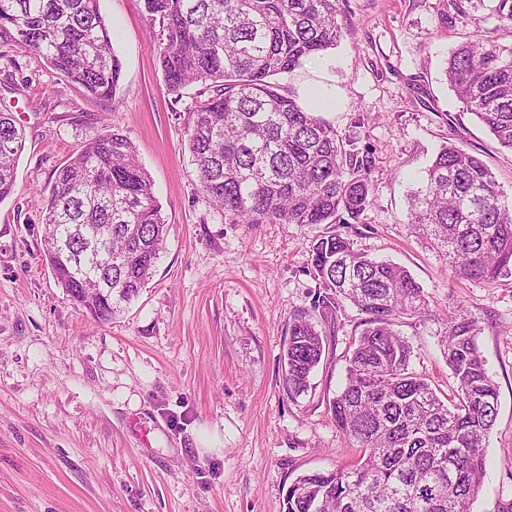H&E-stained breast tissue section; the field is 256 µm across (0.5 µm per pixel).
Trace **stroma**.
<instances>
[{"mask_svg":"<svg viewBox=\"0 0 512 512\" xmlns=\"http://www.w3.org/2000/svg\"><path fill=\"white\" fill-rule=\"evenodd\" d=\"M495 3L476 12L444 10L442 0H339L347 37L278 76L281 93L303 103L313 86L329 92L321 117L375 158L372 202L348 226L224 221L188 149L199 88L168 91L143 0H100L123 64L110 102L0 47L17 85L0 88V109L26 132L15 192L0 202V512H287L297 476L354 461L329 402L345 382L359 312H339L306 392L290 395L284 381L288 320L310 309L316 289L313 247L336 232L423 288L428 316L396 328L413 346L412 370L442 394L456 387L443 319L460 305L480 317L498 410L472 512H512V279L454 277L408 224L409 195L448 143L480 154L512 195V152L444 75L450 53L476 34L512 45V18ZM112 130L136 145L167 232L149 283L100 322L45 264L40 212L57 168Z\"/></svg>","mask_w":512,"mask_h":512,"instance_id":"stroma-1","label":"stroma"}]
</instances>
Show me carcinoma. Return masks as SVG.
Instances as JSON below:
<instances>
[{
  "mask_svg": "<svg viewBox=\"0 0 512 512\" xmlns=\"http://www.w3.org/2000/svg\"><path fill=\"white\" fill-rule=\"evenodd\" d=\"M100 0H0V45L28 52L97 99L112 100L122 63ZM338 0H144L159 24L169 91L200 84L188 149L204 194L224 220L246 224H356L374 192L373 156L280 92L275 77L343 37ZM448 84L498 144L512 151V46L478 38L448 57ZM24 133L0 112V202L15 188ZM43 257L58 285L92 317L110 320L153 277L166 224L153 179L120 131L84 142L56 172L41 216ZM409 224L457 277L512 278V201L482 159L440 148L409 195ZM311 310L288 321V393L299 395L349 303L364 315L344 387L329 403L358 461L298 476L288 512H469L497 417V386L477 338L480 318L460 305L442 347L456 381L442 400L410 368L413 347L394 329L428 300L410 271L333 234L314 247ZM100 288L99 295L87 289Z\"/></svg>",
  "mask_w": 512,
  "mask_h": 512,
  "instance_id": "obj_1",
  "label": "carcinoma"
}]
</instances>
